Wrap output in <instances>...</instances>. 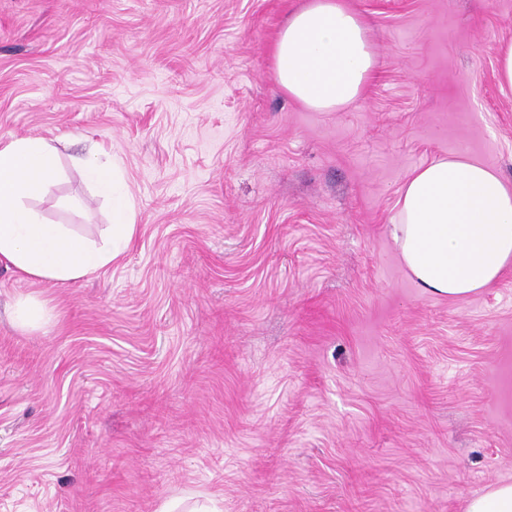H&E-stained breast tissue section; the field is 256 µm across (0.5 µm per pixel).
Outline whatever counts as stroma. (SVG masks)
Instances as JSON below:
<instances>
[{
	"mask_svg": "<svg viewBox=\"0 0 512 512\" xmlns=\"http://www.w3.org/2000/svg\"><path fill=\"white\" fill-rule=\"evenodd\" d=\"M304 2L0 0V141H67L39 208L99 237L94 146L136 208L83 280L0 263V512H464L512 482V268L424 292L390 224L458 151L512 182V0H344L379 66L337 112L274 80ZM42 304L35 301L20 303L14 312V321L22 329L35 328L43 321Z\"/></svg>",
	"mask_w": 512,
	"mask_h": 512,
	"instance_id": "stroma-1",
	"label": "stroma"
}]
</instances>
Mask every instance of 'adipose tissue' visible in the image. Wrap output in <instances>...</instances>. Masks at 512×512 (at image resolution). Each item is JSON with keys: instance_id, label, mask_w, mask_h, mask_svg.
<instances>
[{"instance_id": "1", "label": "adipose tissue", "mask_w": 512, "mask_h": 512, "mask_svg": "<svg viewBox=\"0 0 512 512\" xmlns=\"http://www.w3.org/2000/svg\"><path fill=\"white\" fill-rule=\"evenodd\" d=\"M369 32L343 0H308L289 15L274 43L277 84L314 112L356 102L377 65ZM79 166L110 204V225L97 241L48 221L33 205L57 177V148L38 137L0 143V262L32 282L82 280L129 245L136 210L129 194L116 191L118 165L88 157ZM392 224L403 266L432 294L469 297L512 266V185L466 154L416 169Z\"/></svg>"}]
</instances>
